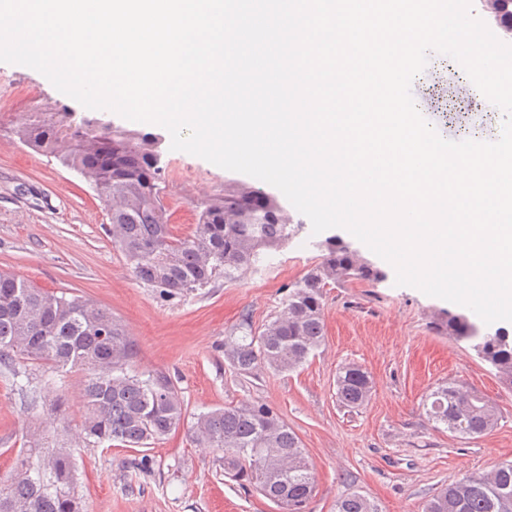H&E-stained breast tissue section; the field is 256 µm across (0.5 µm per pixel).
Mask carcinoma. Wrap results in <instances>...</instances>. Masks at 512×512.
<instances>
[{"instance_id":"obj_1","label":"carcinoma","mask_w":512,"mask_h":512,"mask_svg":"<svg viewBox=\"0 0 512 512\" xmlns=\"http://www.w3.org/2000/svg\"><path fill=\"white\" fill-rule=\"evenodd\" d=\"M23 143L80 173L97 191L111 220L112 244L137 280L173 298L218 279L236 281L267 261L268 251L297 233L274 196L252 185H226L203 204L193 234L176 238L160 197L161 152L157 137L103 125L62 108L43 112L15 131ZM324 255L288 287L282 310L254 329L248 318L224 340V360L239 375L259 369L291 371L303 365L324 339V288L341 281H374L383 273L336 239L320 244ZM437 333L472 343L473 349L512 387V343L506 332L483 333L462 313L442 312ZM135 340L107 310L88 299L35 288L0 272V364L22 360L60 371L87 370L83 415L75 439L118 441L146 448L184 421L183 401L162 371L130 370ZM373 380L348 364L336 373V397L359 408ZM429 420L451 432L481 436L497 423L495 406L455 383L427 397ZM200 448L222 453L224 475L280 504L305 512L315 480L305 449L288 423L268 404H230L198 415L190 429ZM74 444H45L29 434L6 480H0V512H83L72 465ZM336 512H379L360 494L336 501ZM423 512H512V462L482 476H468L433 495Z\"/></svg>"}]
</instances>
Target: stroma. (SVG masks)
I'll return each mask as SVG.
<instances>
[{
  "label": "stroma",
  "instance_id": "1",
  "mask_svg": "<svg viewBox=\"0 0 512 512\" xmlns=\"http://www.w3.org/2000/svg\"><path fill=\"white\" fill-rule=\"evenodd\" d=\"M462 72L451 57L430 53L421 78L412 82V96L421 100L423 89L433 88L427 118L449 140H462L470 128L494 136L499 110L488 100L449 112V97L464 102L468 96ZM62 107L105 124L149 130L113 112L86 111L41 73L0 63V271L109 310L137 343L135 370L169 374L185 416L183 425L147 448L146 473L124 466L137 458L136 450L80 444L74 465L85 512H278L269 499L225 477L219 452L190 438L197 414L230 403H267L296 432L316 481L307 512H336L337 498L353 491L374 500L380 512H422L445 485L512 460V388L470 343L432 328L439 312L457 311V304L396 285L393 267L345 229L313 233L309 219L296 211L298 234L240 281L219 280L172 299L139 283L112 244L109 215L92 186L15 134L35 110ZM161 149V197L174 236L194 232L202 203L223 194L225 184L252 181L169 144ZM334 236L369 259L383 279L327 286L325 338L303 366L234 373L224 360L225 336L243 318L258 327L280 311L289 283L319 262L321 243ZM349 363L374 383L369 400L353 410L336 399V373ZM83 377L47 365H0V477L12 472L30 430L46 428L53 440L75 434ZM448 382L494 403L493 429L469 437L434 427L423 401ZM59 400L66 412L55 417L51 408Z\"/></svg>",
  "mask_w": 512,
  "mask_h": 512
}]
</instances>
